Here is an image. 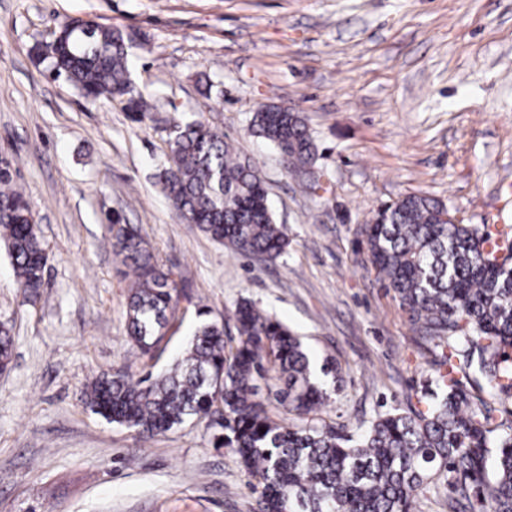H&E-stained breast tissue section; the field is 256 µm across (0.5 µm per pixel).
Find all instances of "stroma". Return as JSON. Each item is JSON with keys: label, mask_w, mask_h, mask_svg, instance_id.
Wrapping results in <instances>:
<instances>
[{"label": "stroma", "mask_w": 512, "mask_h": 512, "mask_svg": "<svg viewBox=\"0 0 512 512\" xmlns=\"http://www.w3.org/2000/svg\"><path fill=\"white\" fill-rule=\"evenodd\" d=\"M79 19L123 32L131 79L154 104L145 122L33 54ZM268 104L305 117L321 195L248 133ZM181 118L218 127L261 170L284 256L235 254L171 207L156 175ZM1 158L50 260L28 302L0 246V323L14 336L0 373V512H253L248 474L205 424L145 438L87 408L85 384L160 372L197 306L219 321L245 298L335 362L319 416L344 433L420 398L440 352L378 280L363 226L408 194L463 224L512 225V0H0ZM116 215L186 292L150 356L127 340Z\"/></svg>", "instance_id": "1"}]
</instances>
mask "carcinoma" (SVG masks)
<instances>
[{
    "mask_svg": "<svg viewBox=\"0 0 512 512\" xmlns=\"http://www.w3.org/2000/svg\"><path fill=\"white\" fill-rule=\"evenodd\" d=\"M48 46L52 69L89 99L126 98L142 122L152 103L133 91L123 33L82 23ZM248 130L282 156L287 168L314 163L316 147L298 112L257 110ZM171 164L158 174L173 208L235 254L273 261L288 251L258 168L241 160L224 133L194 119L178 121L168 138ZM444 203L409 194L364 225L378 278L392 289L423 338L442 348L433 383L441 393L421 409L377 415L360 434H344L310 414L329 398L315 376V361L285 324L249 300L233 312L239 341L227 347L224 325L203 321L182 357L155 375L125 373L92 378L83 395L95 414L144 437L170 431L222 410L213 445L232 453L257 484L254 512H412L417 492L441 485L476 500L483 512H512V409L502 433L490 439L494 409L469 399L461 378L478 374L501 404L512 402V225L494 232L467 224H442ZM9 171L0 172V240L12 259L25 297H37L48 256L38 224ZM112 253L128 279L127 335L142 355L166 335L180 291L135 225L112 221ZM507 251H484L489 240ZM14 339L0 324V370L12 360ZM277 367L282 385L269 384ZM293 418L272 419L266 401Z\"/></svg>",
    "mask_w": 512,
    "mask_h": 512,
    "instance_id": "obj_1",
    "label": "carcinoma"
}]
</instances>
